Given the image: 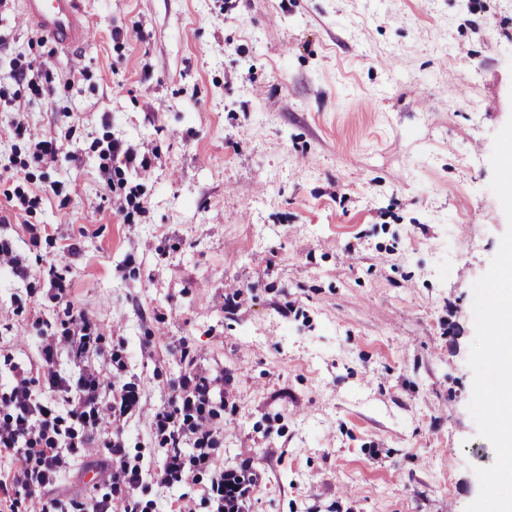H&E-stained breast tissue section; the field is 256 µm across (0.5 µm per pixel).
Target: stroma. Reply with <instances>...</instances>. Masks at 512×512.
I'll list each match as a JSON object with an SVG mask.
<instances>
[{
	"label": "stroma",
	"instance_id": "35a3bbf8",
	"mask_svg": "<svg viewBox=\"0 0 512 512\" xmlns=\"http://www.w3.org/2000/svg\"><path fill=\"white\" fill-rule=\"evenodd\" d=\"M79 6L96 27L69 48L0 0V431L24 372L84 438L49 344L67 386L138 401L19 512L108 494L110 441L142 471L114 512H214L215 472L240 467L249 512H465L495 460L467 360L507 229L489 158L512 0ZM188 374L212 443L172 474L155 415Z\"/></svg>",
	"mask_w": 512,
	"mask_h": 512
}]
</instances>
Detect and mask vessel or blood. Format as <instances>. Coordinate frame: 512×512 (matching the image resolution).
I'll list each match as a JSON object with an SVG mask.
<instances>
[{
    "instance_id": "vessel-or-blood-1",
    "label": "vessel or blood",
    "mask_w": 512,
    "mask_h": 512,
    "mask_svg": "<svg viewBox=\"0 0 512 512\" xmlns=\"http://www.w3.org/2000/svg\"><path fill=\"white\" fill-rule=\"evenodd\" d=\"M28 22L56 43L82 46L88 41L87 18L78 0H22Z\"/></svg>"
}]
</instances>
